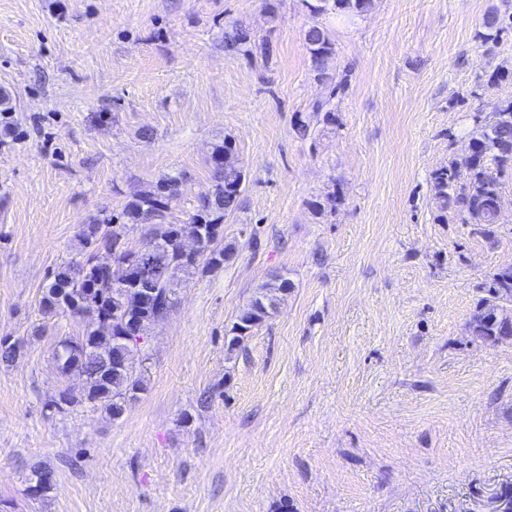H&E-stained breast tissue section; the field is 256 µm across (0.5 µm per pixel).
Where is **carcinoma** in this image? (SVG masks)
Returning a JSON list of instances; mask_svg holds the SVG:
<instances>
[{
    "label": "carcinoma",
    "mask_w": 512,
    "mask_h": 512,
    "mask_svg": "<svg viewBox=\"0 0 512 512\" xmlns=\"http://www.w3.org/2000/svg\"><path fill=\"white\" fill-rule=\"evenodd\" d=\"M315 14H338L356 17L373 8L374 0H304ZM512 27V14L493 11L483 20L482 41L494 40L507 27ZM312 69L319 80L330 79L329 66L335 48L325 29L310 27L305 33ZM229 53L260 56L269 61L273 52L269 40L256 42L242 30L225 37ZM231 141L217 145L210 159L212 188L198 198L186 222L166 224L160 218L168 210L171 199L179 196L183 175L165 176L149 189L133 192L118 216H106L82 230L81 249L77 256L56 266L44 284L41 308L46 314L63 318H80L85 328L79 336L59 338L52 359L64 375L81 377V395L76 397L64 389L49 407L60 413L79 404L104 409L112 419L120 418L127 399L146 390L142 366L135 362L134 350L117 335L122 325L136 324L145 335L156 322L161 309L174 306V286L180 273L197 269L212 272L224 267V255L233 252L220 246L211 228L224 223V217L235 211L241 201L245 175L237 167L224 165V152ZM512 174V100L495 104L487 116H474L470 132L469 152L452 160L432 174L435 197L440 211L453 214L464 224H496L499 220L503 178ZM129 224H148L146 237L155 246L150 254L159 268L158 280L150 285L155 295L143 297L135 288L137 250L129 246L125 229ZM186 236L199 240V256L182 257L179 243ZM117 254L108 265H93L99 249ZM287 282L265 283L257 288L246 308L232 327L228 346L234 347L253 327L270 317L275 309L276 293L286 290ZM479 310L470 320V332L484 343H499L512 337V317L498 312L500 303L512 300V268L493 276ZM21 346L10 338H0V361L12 362ZM53 472L43 468L32 470L26 488L36 500L54 489Z\"/></svg>",
    "instance_id": "1"
}]
</instances>
